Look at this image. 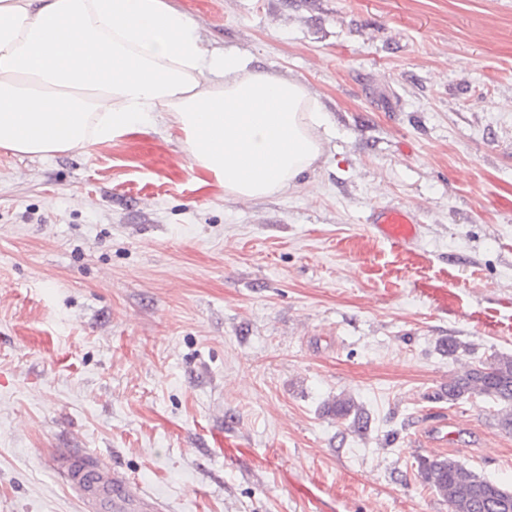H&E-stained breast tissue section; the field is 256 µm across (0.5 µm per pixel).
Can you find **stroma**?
Wrapping results in <instances>:
<instances>
[{
  "label": "stroma",
  "instance_id": "1",
  "mask_svg": "<svg viewBox=\"0 0 512 512\" xmlns=\"http://www.w3.org/2000/svg\"><path fill=\"white\" fill-rule=\"evenodd\" d=\"M169 2L208 52L300 82L322 152L249 198L161 128L0 149V512H86L62 448L164 512H450L421 457L512 491L498 404L433 397L512 354V0ZM377 206L415 211L412 254ZM328 411L332 412L337 419L349 420L352 417L349 427L357 434L366 433L370 427L368 414L351 397L336 398V401L328 406Z\"/></svg>",
  "mask_w": 512,
  "mask_h": 512
}]
</instances>
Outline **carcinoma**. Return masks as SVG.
Returning a JSON list of instances; mask_svg holds the SVG:
<instances>
[{
	"label": "carcinoma",
	"mask_w": 512,
	"mask_h": 512,
	"mask_svg": "<svg viewBox=\"0 0 512 512\" xmlns=\"http://www.w3.org/2000/svg\"><path fill=\"white\" fill-rule=\"evenodd\" d=\"M472 395L486 396L501 405L499 426L512 432V355L494 354L469 366L462 375L434 398L450 403ZM328 411L336 418L350 421V429L364 434L370 427L365 410L352 398H338ZM418 474L446 501L450 512H512V491L464 468L452 458H421Z\"/></svg>",
	"instance_id": "cac0c4a2"
}]
</instances>
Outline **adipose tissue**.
Here are the masks:
<instances>
[{
  "label": "adipose tissue",
  "mask_w": 512,
  "mask_h": 512,
  "mask_svg": "<svg viewBox=\"0 0 512 512\" xmlns=\"http://www.w3.org/2000/svg\"><path fill=\"white\" fill-rule=\"evenodd\" d=\"M208 53L167 0H0V148L54 154L156 126L197 173L249 198L321 154L302 84Z\"/></svg>",
  "instance_id": "ef3b65f1"
}]
</instances>
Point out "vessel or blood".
I'll return each mask as SVG.
<instances>
[{
  "label": "vessel or blood",
  "mask_w": 512,
  "mask_h": 512,
  "mask_svg": "<svg viewBox=\"0 0 512 512\" xmlns=\"http://www.w3.org/2000/svg\"><path fill=\"white\" fill-rule=\"evenodd\" d=\"M369 221L383 239L401 250H410L417 237V216L411 208L379 207L372 211ZM58 464L84 503L97 512H157L155 503L119 474L104 471L89 482L69 456L59 457Z\"/></svg>",
  "instance_id": "vessel-or-blood-1"
}]
</instances>
